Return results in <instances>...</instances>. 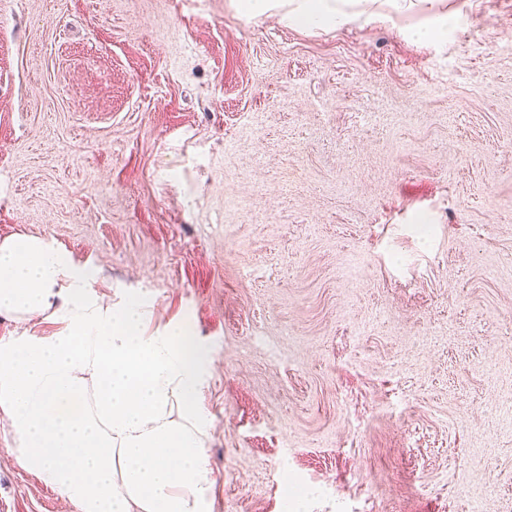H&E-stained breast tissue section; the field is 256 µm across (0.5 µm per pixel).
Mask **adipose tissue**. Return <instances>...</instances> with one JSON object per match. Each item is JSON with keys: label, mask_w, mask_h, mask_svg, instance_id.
<instances>
[{"label": "adipose tissue", "mask_w": 512, "mask_h": 512, "mask_svg": "<svg viewBox=\"0 0 512 512\" xmlns=\"http://www.w3.org/2000/svg\"><path fill=\"white\" fill-rule=\"evenodd\" d=\"M232 0L246 19L342 28L360 18L426 15L408 35L448 33L445 0ZM100 271L62 249L16 235L0 242V316L41 318L50 336L0 343V408L16 458L79 512H204L216 483L214 427L198 397L212 360L185 321L150 329L140 296L109 301Z\"/></svg>", "instance_id": "ef3b65f1"}]
</instances>
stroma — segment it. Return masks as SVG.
<instances>
[{
	"instance_id": "obj_1",
	"label": "stroma",
	"mask_w": 512,
	"mask_h": 512,
	"mask_svg": "<svg viewBox=\"0 0 512 512\" xmlns=\"http://www.w3.org/2000/svg\"><path fill=\"white\" fill-rule=\"evenodd\" d=\"M447 6L0 0V241L191 325L206 512H512V0ZM0 512H78L1 413ZM237 13L248 20L275 17L284 27L342 28L366 16L369 20L389 22L416 6L427 14L426 20L411 27L408 35L417 42H431L448 34L453 16L445 0H386L385 11L372 7L376 0H233Z\"/></svg>"
}]
</instances>
